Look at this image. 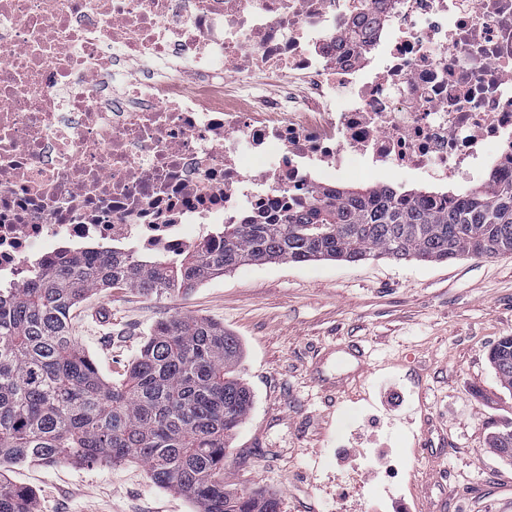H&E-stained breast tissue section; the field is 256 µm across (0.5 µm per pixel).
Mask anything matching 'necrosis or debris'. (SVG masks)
Returning <instances> with one entry per match:
<instances>
[{
  "mask_svg": "<svg viewBox=\"0 0 512 512\" xmlns=\"http://www.w3.org/2000/svg\"><path fill=\"white\" fill-rule=\"evenodd\" d=\"M361 164L512 173V0H0L2 288L177 258Z\"/></svg>",
  "mask_w": 512,
  "mask_h": 512,
  "instance_id": "1",
  "label": "necrosis or debris"
}]
</instances>
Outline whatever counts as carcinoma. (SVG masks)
Listing matches in <instances>:
<instances>
[{
    "label": "carcinoma",
    "instance_id": "1",
    "mask_svg": "<svg viewBox=\"0 0 512 512\" xmlns=\"http://www.w3.org/2000/svg\"><path fill=\"white\" fill-rule=\"evenodd\" d=\"M512 254V177L495 176L444 200L394 187L336 188L274 213L226 224L174 261L148 264L101 250L16 288L0 289V512H36L10 467L120 465L138 460L152 480L199 512H281L262 492L233 493L224 479L228 442L252 395L235 374L237 337L208 318L157 321L120 378H105L76 336L90 295L130 288L145 297L187 295L242 265ZM490 362L512 389V336Z\"/></svg>",
    "mask_w": 512,
    "mask_h": 512
}]
</instances>
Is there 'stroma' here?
<instances>
[{"mask_svg":"<svg viewBox=\"0 0 512 512\" xmlns=\"http://www.w3.org/2000/svg\"><path fill=\"white\" fill-rule=\"evenodd\" d=\"M173 314L242 345L253 401L224 460L231 489L274 494L282 512H512V466L490 443L512 392L489 362L512 335V255L243 265L186 296L104 291L80 309L79 342L114 379ZM8 477L38 512H198L136 461ZM382 480L393 498L369 495Z\"/></svg>","mask_w":512,"mask_h":512,"instance_id":"35a3bbf8","label":"stroma"}]
</instances>
